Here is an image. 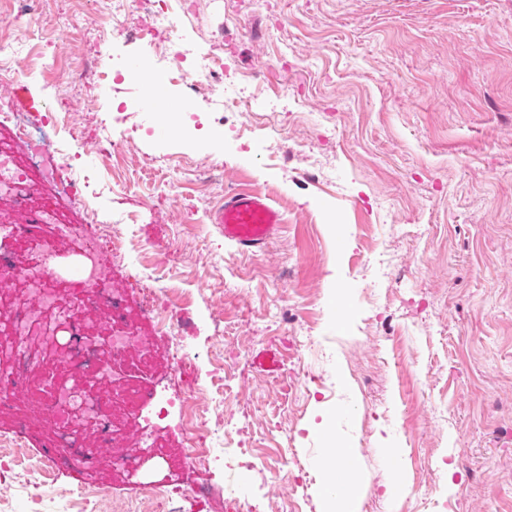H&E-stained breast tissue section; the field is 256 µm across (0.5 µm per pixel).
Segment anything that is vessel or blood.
Returning a JSON list of instances; mask_svg holds the SVG:
<instances>
[{
	"label": "vessel or blood",
	"mask_w": 512,
	"mask_h": 512,
	"mask_svg": "<svg viewBox=\"0 0 512 512\" xmlns=\"http://www.w3.org/2000/svg\"><path fill=\"white\" fill-rule=\"evenodd\" d=\"M213 221L219 224L225 240L234 243L239 250L257 251L264 248L284 218L266 196L238 189L225 193Z\"/></svg>",
	"instance_id": "vessel-or-blood-1"
}]
</instances>
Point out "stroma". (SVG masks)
<instances>
[{
  "instance_id": "1",
  "label": "stroma",
  "mask_w": 512,
  "mask_h": 512,
  "mask_svg": "<svg viewBox=\"0 0 512 512\" xmlns=\"http://www.w3.org/2000/svg\"><path fill=\"white\" fill-rule=\"evenodd\" d=\"M93 0H49L24 41L36 65L7 89L14 108L74 124L111 117L122 156H78L84 197L62 202L124 225L130 248L112 285L171 289L174 332L154 335L147 380L206 390V420L232 418L233 445L269 458L245 474L277 512H512V0H197L179 16L187 48L224 54L236 74L284 88L277 106L225 112L232 78L202 92L168 86L157 123L139 79L98 86L94 36L45 67ZM224 168L225 190L267 195L285 222L261 252L226 242L212 216L222 193L194 172ZM168 259L166 279L147 270ZM301 339L288 382V349ZM190 346L184 377L174 344ZM242 352L232 377L225 348ZM29 389L0 409V512H226L223 470L190 468L176 415L150 419L142 468L99 464L41 476L48 433ZM356 449L336 506L324 478L332 446Z\"/></svg>"
}]
</instances>
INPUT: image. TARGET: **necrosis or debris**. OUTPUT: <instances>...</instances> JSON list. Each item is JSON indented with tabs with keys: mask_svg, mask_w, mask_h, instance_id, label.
Instances as JSON below:
<instances>
[{
	"mask_svg": "<svg viewBox=\"0 0 512 512\" xmlns=\"http://www.w3.org/2000/svg\"><path fill=\"white\" fill-rule=\"evenodd\" d=\"M154 8L156 23L141 39L158 60L173 58L176 82L195 89L202 77L224 78L222 57L205 54L195 69L181 65L183 52L174 50L177 12L165 0H139ZM20 22L16 36H0V87L11 84L29 66L16 45L26 37V17L39 13L43 0H15ZM9 133L8 146H0V202L9 203L13 214L0 224V355L11 359L0 369V403H7L26 379L36 378L45 399L43 409L52 415L57 430L53 445L59 455L43 460V470L61 461H78L86 467L97 463L86 452L85 429L97 428L102 444L112 449V464L137 470L142 461L141 434L130 419H116L115 403L126 395L124 372L134 357L146 355L150 344L134 328L147 320L159 330L170 329L173 315L162 314L155 291L141 293L135 311H128L125 296L112 288L106 273L110 261L124 254L126 241L103 224H71L54 202L42 199L43 188L76 198L83 189L70 164L62 160V147L47 129L46 120L12 111L0 100V129ZM72 248L79 258L81 278L56 272L62 248ZM21 281L23 290L11 295L10 286ZM66 333L69 347L46 359L32 354L26 344L31 336L56 342ZM205 398L196 395L182 403L185 429L194 439L211 437L207 448L193 449L192 464L209 466L219 460L216 448L230 435L226 424L201 421Z\"/></svg>",
	"mask_w": 512,
	"mask_h": 512,
	"instance_id": "obj_1",
	"label": "necrosis or debris"
}]
</instances>
